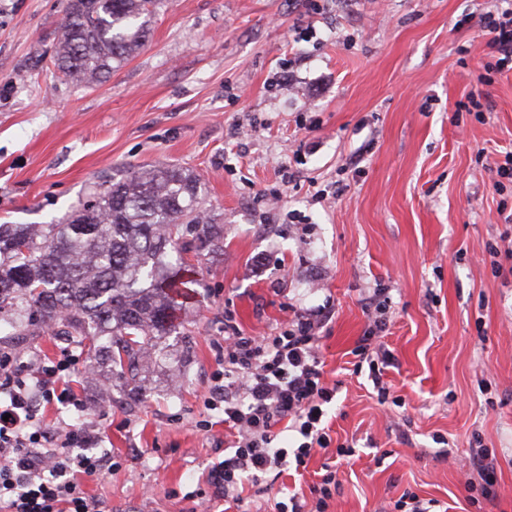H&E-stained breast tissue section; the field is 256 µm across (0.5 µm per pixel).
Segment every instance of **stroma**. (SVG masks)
I'll use <instances>...</instances> for the list:
<instances>
[{"label":"stroma","instance_id":"1","mask_svg":"<svg viewBox=\"0 0 512 512\" xmlns=\"http://www.w3.org/2000/svg\"><path fill=\"white\" fill-rule=\"evenodd\" d=\"M65 3L0 0V223L62 218L112 172L173 163L199 175L222 227L146 392L87 358L70 378L83 411L43 408L49 429L99 427L117 466L83 477L88 493L106 512H191L224 458L205 400L225 321L275 333L324 305L326 422L356 453L267 473L240 512L309 494L327 463L341 512H391L406 492L478 512L461 482L474 438L496 456L494 512H512V260H489L512 197L487 166L512 150V70L478 79L479 19L501 0H167L92 88L52 64ZM376 287L396 358L385 405L353 371Z\"/></svg>","mask_w":512,"mask_h":512}]
</instances>
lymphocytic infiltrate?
<instances>
[{
  "instance_id": "obj_1",
  "label": "lymphocytic infiltrate",
  "mask_w": 512,
  "mask_h": 512,
  "mask_svg": "<svg viewBox=\"0 0 512 512\" xmlns=\"http://www.w3.org/2000/svg\"><path fill=\"white\" fill-rule=\"evenodd\" d=\"M480 25L495 50V69L512 64V6L489 11ZM366 311L370 324L353 354L369 367L379 395H386L382 375L394 356L381 337L390 323L382 289H374ZM320 311L295 313L287 327L274 335L252 336L232 328L224 338V368L212 376L208 406L221 410L224 427L234 440L222 462L210 471L209 493H197L206 512L209 501L239 502L244 479L295 465L306 468L311 457L335 449L339 458L354 455L351 446H332L323 426L324 407L336 397V384L323 370ZM81 364L80 355L65 350L46 358L0 349V512H101L78 474L98 475L111 465L108 454L97 453L95 430L66 428L58 432L42 423V405L58 403L83 410L82 399L65 386L66 377ZM293 431L298 444L277 448L278 429ZM338 487L335 469H326L310 489V497L289 496L277 512H329Z\"/></svg>"
}]
</instances>
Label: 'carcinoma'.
Wrapping results in <instances>:
<instances>
[{
	"mask_svg": "<svg viewBox=\"0 0 512 512\" xmlns=\"http://www.w3.org/2000/svg\"><path fill=\"white\" fill-rule=\"evenodd\" d=\"M161 0H66L53 66L85 87L108 79L144 44ZM200 179L178 165L113 174L49 224H0V332L54 325L90 355L106 354L130 391L162 338L182 327L171 290L218 235Z\"/></svg>",
	"mask_w": 512,
	"mask_h": 512,
	"instance_id": "obj_1",
	"label": "carcinoma"
}]
</instances>
